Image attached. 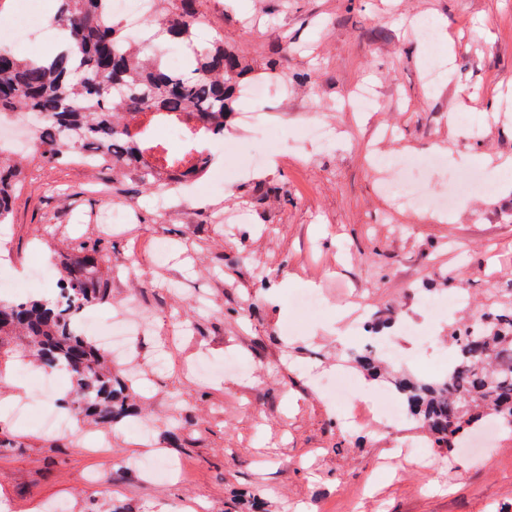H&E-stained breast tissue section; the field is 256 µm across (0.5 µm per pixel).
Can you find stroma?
Returning <instances> with one entry per match:
<instances>
[{"label": "stroma", "mask_w": 512, "mask_h": 512, "mask_svg": "<svg viewBox=\"0 0 512 512\" xmlns=\"http://www.w3.org/2000/svg\"><path fill=\"white\" fill-rule=\"evenodd\" d=\"M206 36L223 37L256 70L276 65L287 98L244 100L271 138L251 141L275 161L233 185L189 189L172 214L134 172L75 161L25 163L13 218L0 226V274L17 276L21 299L52 298L75 242L105 239L112 259L106 321L126 300L153 315L141 340L144 417L166 435L162 457L178 477L150 480L122 470L148 456L134 426L115 424L112 452L80 446L77 433L45 434L8 416L25 403L58 413L35 370H0V433L19 446L0 452V499L9 512H248L249 491L268 489L267 512H512V432L472 453L430 447L414 420L349 426L312 380L349 370L359 320L394 313L425 329L362 397L391 392L396 375L439 378L452 361L455 329L504 300L512 283V192L461 201L445 215L413 211L384 195L379 157H423L452 148L449 173L512 158V0H203ZM444 34L418 36L423 20ZM451 58L435 87L421 82L432 53ZM371 84L374 112L337 109ZM312 120L336 126L335 141L298 137ZM45 265L46 279L23 273ZM276 286L258 291L261 272ZM316 288L328 306L301 316L290 298ZM456 295L429 316L422 298ZM193 309L192 324L177 315ZM237 357L243 374L221 371ZM95 475L111 495L87 485Z\"/></svg>", "instance_id": "1"}]
</instances>
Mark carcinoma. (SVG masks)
I'll return each instance as SVG.
<instances>
[{
	"label": "carcinoma",
	"instance_id": "carcinoma-1",
	"mask_svg": "<svg viewBox=\"0 0 512 512\" xmlns=\"http://www.w3.org/2000/svg\"><path fill=\"white\" fill-rule=\"evenodd\" d=\"M201 0H178L151 26L152 44L136 49L123 25L112 18L108 0H58L52 25L59 32L53 49L42 57L23 58L0 46V114L24 112L34 119L36 160L65 165L73 156L89 155L117 175L134 170L151 192L167 186L146 155L161 147L168 168L185 162L189 150L199 154L191 177L199 179L210 164L200 150L224 136L235 111L233 87L250 73L249 65L221 39L195 48L197 31L206 23ZM188 47L185 80L167 65L158 45ZM184 117L195 137L185 149H170L151 138L135 118ZM22 170L0 152V224L10 223L13 198ZM109 261L103 243L71 247L54 302L0 300V360L35 358L67 370L73 390L58 407L108 427L139 414L134 383L112 373L106 354L79 330V311L109 297L99 266ZM456 356L438 379L402 378L395 389L408 417L430 434L433 447L457 448L477 424L493 415L512 430V307L484 312L475 325L458 329ZM357 365L378 376L382 358L355 351Z\"/></svg>",
	"mask_w": 512,
	"mask_h": 512
}]
</instances>
